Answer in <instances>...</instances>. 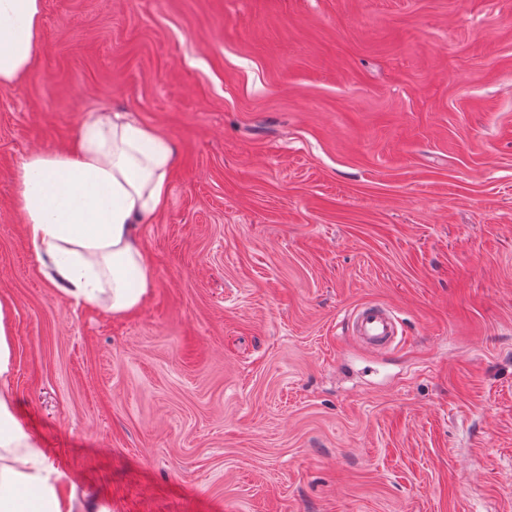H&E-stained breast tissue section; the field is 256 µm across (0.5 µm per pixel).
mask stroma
Masks as SVG:
<instances>
[{
  "instance_id": "stroma-1",
  "label": "stroma",
  "mask_w": 512,
  "mask_h": 512,
  "mask_svg": "<svg viewBox=\"0 0 512 512\" xmlns=\"http://www.w3.org/2000/svg\"><path fill=\"white\" fill-rule=\"evenodd\" d=\"M101 106L175 150L127 314L68 298L15 195ZM0 308L77 505L512 512V0H44L0 87ZM353 332L373 347L392 345L397 338V324L392 312L376 305H364L350 314Z\"/></svg>"
}]
</instances>
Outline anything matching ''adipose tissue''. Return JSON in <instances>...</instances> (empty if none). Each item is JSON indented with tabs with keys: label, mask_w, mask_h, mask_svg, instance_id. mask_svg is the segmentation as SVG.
<instances>
[{
	"label": "adipose tissue",
	"mask_w": 512,
	"mask_h": 512,
	"mask_svg": "<svg viewBox=\"0 0 512 512\" xmlns=\"http://www.w3.org/2000/svg\"><path fill=\"white\" fill-rule=\"evenodd\" d=\"M43 0H0V87L31 71ZM174 148L124 112L88 111L74 143L23 162L16 200L39 263L53 267L74 302L115 314L137 309L153 286L137 225L162 210ZM11 340L0 322V512H74L61 473L23 431L7 385Z\"/></svg>",
	"instance_id": "adipose-tissue-1"
}]
</instances>
